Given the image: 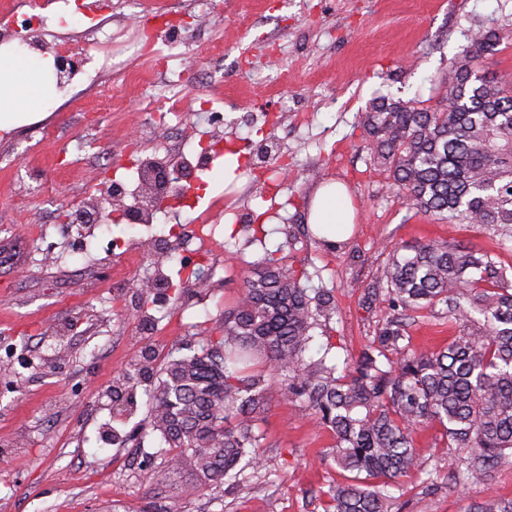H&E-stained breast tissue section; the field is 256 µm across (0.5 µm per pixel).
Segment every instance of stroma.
<instances>
[{"label": "stroma", "instance_id": "35a3bbf8", "mask_svg": "<svg viewBox=\"0 0 512 512\" xmlns=\"http://www.w3.org/2000/svg\"><path fill=\"white\" fill-rule=\"evenodd\" d=\"M157 10L184 22L161 38L184 89L180 110L154 128L148 99L164 85L142 34ZM479 26L512 33V0H67L39 41L50 56L58 42L95 32L87 76L57 89L39 119L0 132V255L11 258L0 262V345L9 350L0 363V441L12 443L0 456V512H163L175 498L180 512H324V490L345 475L320 463L334 438L303 403L273 396L259 466L238 484L194 490L154 481L158 436L131 447L103 435L108 426L125 436L150 423L143 391L119 413L112 386L137 373L146 350L160 360L196 347L198 330L219 325L267 249L302 272L305 287L331 290L337 314L326 333L336 361L371 343L390 313L387 303L366 301L385 261L382 246L449 232L439 218L410 209L387 172L370 165L358 116L380 95L436 104L439 77ZM203 100L223 112V128H209ZM177 139L189 154L206 143L235 148L241 166L228 177L216 159L198 201L167 200L151 231L121 224L111 233L148 250L152 236L175 224L191 230L195 217L208 215L221 245L206 281L190 289L203 299L198 306L142 289L147 265L94 247L66 251L70 227L60 221L63 204L111 181L97 155L135 175ZM336 181L346 185L355 218L349 239L329 246L305 224L315 190ZM226 198L229 209H217ZM260 209L277 215L264 244L229 236L228 225ZM287 225L298 228L290 246ZM142 296L157 335L137 333ZM406 331L410 348L421 350L454 329L425 312ZM494 493L512 498L511 463L488 488L405 480L395 508L472 512Z\"/></svg>", "mask_w": 512, "mask_h": 512}]
</instances>
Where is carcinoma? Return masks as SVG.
<instances>
[{"label": "carcinoma", "mask_w": 512, "mask_h": 512, "mask_svg": "<svg viewBox=\"0 0 512 512\" xmlns=\"http://www.w3.org/2000/svg\"><path fill=\"white\" fill-rule=\"evenodd\" d=\"M503 40L496 28L473 30L438 83L437 104L381 96L359 115L369 159L386 168L391 188L416 213L448 223L446 239L382 247L386 261L367 300L388 301L397 314L377 341L341 374L329 341L305 360L336 302L264 251L224 309L222 336L200 337L191 355L169 353L145 390L163 444L157 482L188 473L204 489L258 466L272 375L281 397L305 404L332 431L329 458L352 473L324 491L330 512H392L404 478L431 483L444 472L450 485L486 484L512 459V261L502 259L512 252V90L482 72ZM461 226L486 229L497 249L461 243ZM438 309L457 327L448 342L399 346L407 320ZM429 423L456 450L449 469L415 446L416 430ZM476 512H512V499L494 495Z\"/></svg>", "instance_id": "obj_1"}]
</instances>
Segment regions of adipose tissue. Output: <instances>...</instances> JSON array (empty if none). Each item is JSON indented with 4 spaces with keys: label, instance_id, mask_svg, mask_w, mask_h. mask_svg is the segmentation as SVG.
<instances>
[{
    "label": "adipose tissue",
    "instance_id": "obj_1",
    "mask_svg": "<svg viewBox=\"0 0 512 512\" xmlns=\"http://www.w3.org/2000/svg\"><path fill=\"white\" fill-rule=\"evenodd\" d=\"M50 62H36L27 50L8 45L0 48V130L44 112L50 101ZM352 208L346 188L339 183L321 186L315 193L310 223L324 227L325 242L342 239L352 224Z\"/></svg>",
    "mask_w": 512,
    "mask_h": 512
}]
</instances>
